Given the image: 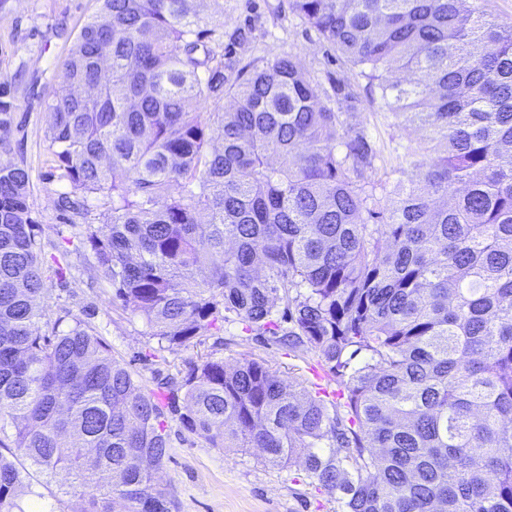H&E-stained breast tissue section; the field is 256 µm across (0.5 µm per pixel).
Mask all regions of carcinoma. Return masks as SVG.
I'll list each match as a JSON object with an SVG mask.
<instances>
[{
  "label": "carcinoma",
  "instance_id": "cac0c4a2",
  "mask_svg": "<svg viewBox=\"0 0 512 512\" xmlns=\"http://www.w3.org/2000/svg\"><path fill=\"white\" fill-rule=\"evenodd\" d=\"M99 2L45 142L62 210L109 199L87 242L113 300L170 350L233 314L317 357L340 400L209 355L167 376L160 404L84 322L45 318L38 298L63 267L45 266L29 169L0 163V512H25L28 467L73 475L71 512H172L155 481L170 416L214 448L302 463L337 512H512V28L469 0H292L396 122L427 133L382 213L345 87L329 106L284 54L205 119L224 93L206 38L224 18L193 0ZM392 69L408 82L386 83ZM12 108L3 79L1 153Z\"/></svg>",
  "mask_w": 512,
  "mask_h": 512
}]
</instances>
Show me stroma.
<instances>
[{
  "label": "stroma",
  "mask_w": 512,
  "mask_h": 512,
  "mask_svg": "<svg viewBox=\"0 0 512 512\" xmlns=\"http://www.w3.org/2000/svg\"><path fill=\"white\" fill-rule=\"evenodd\" d=\"M98 7L97 0H0V77L11 85L17 120L9 133L11 150L0 152V162L27 164L29 206L38 220L44 254L64 255L69 266L63 279L47 283L40 301L47 318L66 325L76 319L89 324L113 356L151 391L166 375L187 371L199 357L212 355L228 363L243 358L266 361L282 379L323 387L325 399H335L336 384L317 359L297 357L268 337L244 340L238 321L171 351L138 312L113 304L112 286L96 270L86 244L87 227L81 218H67L58 209L65 184L44 142L52 121L47 103L59 81L60 64ZM213 46L224 57L228 87L250 76L253 66L288 53L304 76L324 89L338 83L347 86L356 97L353 121L376 149L365 172L375 188L391 186L399 176V156L426 139L425 131L395 123L381 89L296 15L290 0H224V27ZM168 433L171 457L156 478L174 499L176 512H336L334 497L309 486L302 465L266 467L258 450L212 447L174 419ZM67 486L62 474L42 478L32 488H18V501L25 512H70L73 499L65 493Z\"/></svg>",
  "instance_id": "35a3bbf8"
}]
</instances>
